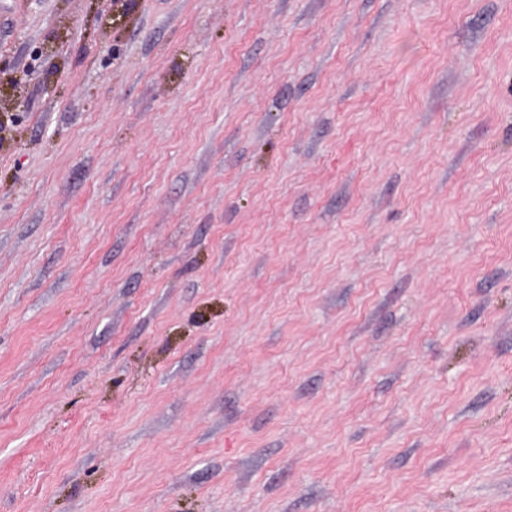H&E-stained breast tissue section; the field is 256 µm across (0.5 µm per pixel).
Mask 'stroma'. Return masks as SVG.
<instances>
[{
	"label": "stroma",
	"instance_id": "stroma-1",
	"mask_svg": "<svg viewBox=\"0 0 512 512\" xmlns=\"http://www.w3.org/2000/svg\"><path fill=\"white\" fill-rule=\"evenodd\" d=\"M0 512H512V0H0Z\"/></svg>",
	"mask_w": 512,
	"mask_h": 512
}]
</instances>
